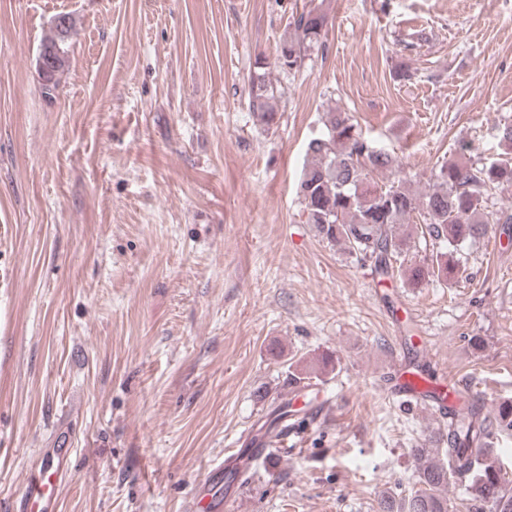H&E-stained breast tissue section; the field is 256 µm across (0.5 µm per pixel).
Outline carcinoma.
<instances>
[{"mask_svg":"<svg viewBox=\"0 0 512 512\" xmlns=\"http://www.w3.org/2000/svg\"><path fill=\"white\" fill-rule=\"evenodd\" d=\"M328 15L308 7L292 16L291 31L279 43L277 67L285 73L297 71L306 53L324 46ZM75 20L68 13L57 14L51 33L41 44L37 73L42 95L55 97L68 66L70 39ZM250 81L248 108L256 125L269 130L278 125L275 106L277 87L257 66ZM326 131L312 139L299 182L298 195L316 235L343 247L349 254L373 263L383 278L398 275L406 284L424 281L447 282L458 269V248L486 234L493 222L490 192L512 188V123L499 128L506 147L501 157L473 162L470 146L461 143L458 158L442 164L435 182L420 196L407 185L395 157L375 146L347 113L330 108ZM389 171L392 179L376 181V174ZM419 215L424 226L421 237L438 244L431 260L403 267L399 258L417 247L418 240L400 228ZM290 402L282 399L272 411L266 435L273 434L290 415ZM512 433V400L486 414L479 405L448 413V429L440 437L446 449L413 448L414 488L405 497L384 495L381 512H453L448 486L467 481L470 501L487 504L491 512H512V468L500 459L493 436ZM448 452V461L439 453Z\"/></svg>","mask_w":512,"mask_h":512,"instance_id":"carcinoma-1","label":"carcinoma"}]
</instances>
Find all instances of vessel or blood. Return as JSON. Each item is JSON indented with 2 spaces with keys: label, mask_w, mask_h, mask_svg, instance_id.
Masks as SVG:
<instances>
[{
  "label": "vessel or blood",
  "mask_w": 512,
  "mask_h": 512,
  "mask_svg": "<svg viewBox=\"0 0 512 512\" xmlns=\"http://www.w3.org/2000/svg\"><path fill=\"white\" fill-rule=\"evenodd\" d=\"M387 390L406 400L425 404L439 416L458 405L455 382L433 378L428 371L419 368L393 371ZM36 455L40 462L29 470L10 512H59V489L71 471L73 450L61 438L54 447L37 449Z\"/></svg>",
  "instance_id": "b4317fda"
}]
</instances>
